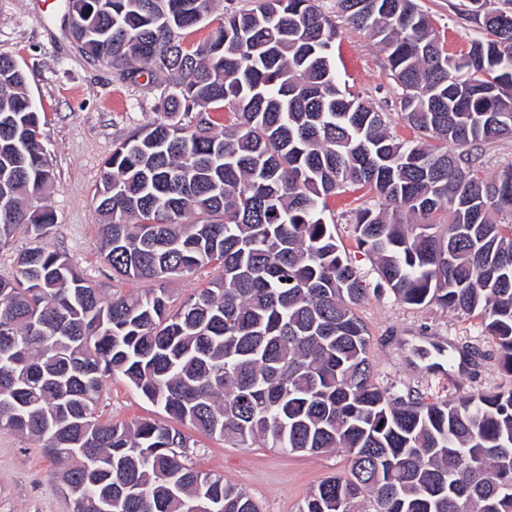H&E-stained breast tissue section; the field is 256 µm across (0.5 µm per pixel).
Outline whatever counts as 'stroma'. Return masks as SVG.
Segmentation results:
<instances>
[{
  "mask_svg": "<svg viewBox=\"0 0 512 512\" xmlns=\"http://www.w3.org/2000/svg\"><path fill=\"white\" fill-rule=\"evenodd\" d=\"M336 23L334 66L341 90L387 113L391 131L404 140L416 132L402 118L401 90L393 79L387 55L376 40L351 28L336 0H318ZM433 21L449 55L468 51L481 29L468 16V0H418ZM65 0H0V54L11 56L26 75L30 97L45 112L42 140L54 182L33 195L32 206L55 214L44 243L65 253L102 296L141 291L142 281L114 280L101 259L96 240L101 217L95 197L105 161L115 143L133 130L161 117L165 85L144 76L123 80L112 67L82 56L70 35ZM355 192L329 198L324 217L336 227V241L360 273L368 290L356 312L370 333V359L375 382L391 395L414 390L433 401L452 400L512 385L501 369L491 337L481 319L435 304L410 306L386 288H378L372 257L355 241ZM468 346L473 361L444 364L441 349ZM102 418L118 423L165 420L166 415L122 379L106 380L98 401ZM191 460L202 471L223 475L250 495L261 512H299L304 499L327 476L344 474L349 459L342 450L288 454L255 444L231 443L184 426ZM74 503L59 476V467L37 441L0 427V512H73Z\"/></svg>",
  "mask_w": 512,
  "mask_h": 512,
  "instance_id": "obj_1",
  "label": "stroma"
}]
</instances>
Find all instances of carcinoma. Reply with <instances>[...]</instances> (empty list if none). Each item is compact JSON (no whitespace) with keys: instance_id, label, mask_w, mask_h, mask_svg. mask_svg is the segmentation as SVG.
<instances>
[{"instance_id":"obj_1","label":"carcinoma","mask_w":512,"mask_h":512,"mask_svg":"<svg viewBox=\"0 0 512 512\" xmlns=\"http://www.w3.org/2000/svg\"><path fill=\"white\" fill-rule=\"evenodd\" d=\"M213 0H67L82 52L124 80L170 76L163 112L112 150L97 191L98 252L153 287L109 298L40 244L55 218L23 198L53 172L24 72L0 56V427L64 465L75 512H260L224 476L188 461V438L150 419L103 421L120 377L174 422L240 447L349 456L299 512H512V388L453 403L392 397L373 381L368 289L323 218L328 197L366 188L357 246L402 303L480 316L512 374V164L487 180L478 146L512 137V11L470 0L485 38L450 56L415 0H338L378 39L402 89L400 140L384 113L345 96L338 31L317 0L224 10L207 42L184 32ZM112 33V39L85 33ZM230 123L213 132V112ZM219 270L175 307L173 276ZM30 246L32 243L28 237L17 234L10 246L0 250V278L11 279L13 277L17 255Z\"/></svg>"}]
</instances>
